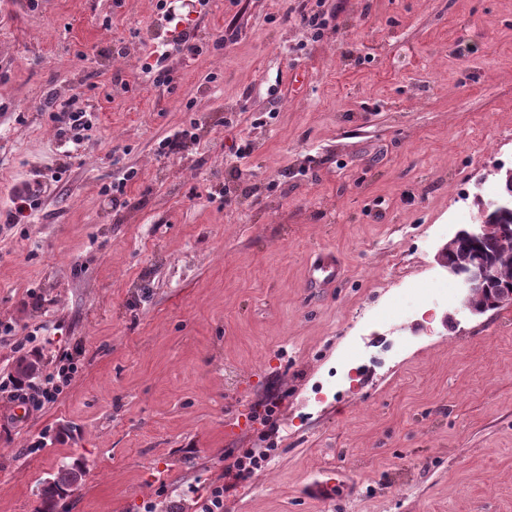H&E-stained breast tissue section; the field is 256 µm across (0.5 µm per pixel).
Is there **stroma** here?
Instances as JSON below:
<instances>
[{"instance_id": "1", "label": "stroma", "mask_w": 512, "mask_h": 512, "mask_svg": "<svg viewBox=\"0 0 512 512\" xmlns=\"http://www.w3.org/2000/svg\"><path fill=\"white\" fill-rule=\"evenodd\" d=\"M157 3L0 0V211L40 192L0 226V321L79 366L24 422L0 398V512L64 462L55 512H201L219 483L224 512H512V304L406 303L512 169V0H322L318 39L300 0ZM50 95L92 122L56 181ZM246 450L273 456L238 481ZM309 2L304 1L297 11V20L300 25L314 31V33L321 34L328 23V17L319 9L309 6ZM30 189L19 190L11 200L9 209L4 212L5 224H28L38 209L39 200Z\"/></svg>"}]
</instances>
